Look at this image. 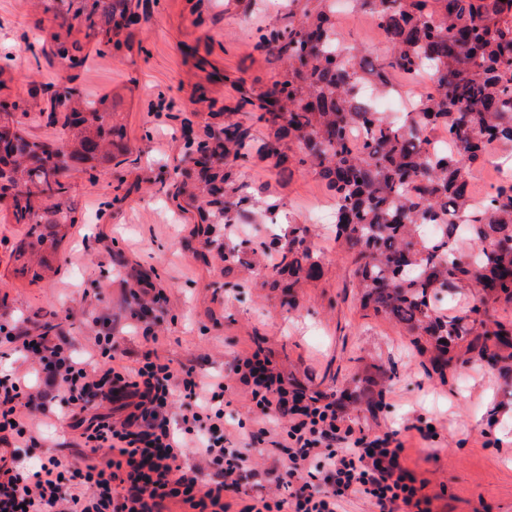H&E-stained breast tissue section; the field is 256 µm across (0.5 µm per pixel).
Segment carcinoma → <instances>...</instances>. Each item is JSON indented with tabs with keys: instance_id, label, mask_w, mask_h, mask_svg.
I'll list each match as a JSON object with an SVG mask.
<instances>
[{
	"instance_id": "obj_1",
	"label": "carcinoma",
	"mask_w": 512,
	"mask_h": 512,
	"mask_svg": "<svg viewBox=\"0 0 512 512\" xmlns=\"http://www.w3.org/2000/svg\"><path fill=\"white\" fill-rule=\"evenodd\" d=\"M327 0L302 9L287 26L262 33L255 49H274L285 60L283 78L258 92L242 91L238 109L250 110L267 130L258 142L238 122L218 123L196 153L213 159L197 175L186 173L182 192L194 204L197 234L211 238L217 224L229 227L251 212L255 196L242 194L237 162L252 153L275 159L281 174L311 171L336 199V241L353 257L363 288L361 303L397 321L420 342H434L430 358L442 375L461 342L481 360L504 361L488 342L512 347V324L486 329L491 312L512 307V180L493 187L482 206L471 199L469 173L485 162L487 149L512 154V0H354L381 19L386 50L364 70L337 53L336 24ZM73 19L100 34L114 49L131 48V0H68ZM54 55L74 67L77 44L58 41ZM425 71L432 90L418 94L400 124L374 109L360 93L370 83L379 93L393 76ZM108 97L86 99L71 86L50 99V117L62 113L68 155L78 165L109 167L127 152L125 128L104 110ZM10 149L0 154V198H11L16 223L28 225L20 272L33 280L57 272L58 247L76 223L64 201L68 169L50 142L30 138L10 112ZM442 127L455 153L429 149V130ZM291 138L298 151L288 154ZM308 227L290 224L272 234L262 254L273 255L272 272L291 289L321 274V259L308 245ZM224 271L254 264L240 243L220 244ZM466 291L471 304L458 314L441 312L445 292Z\"/></svg>"
}]
</instances>
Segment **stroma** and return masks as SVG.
Wrapping results in <instances>:
<instances>
[{
    "instance_id": "obj_1",
    "label": "stroma",
    "mask_w": 512,
    "mask_h": 512,
    "mask_svg": "<svg viewBox=\"0 0 512 512\" xmlns=\"http://www.w3.org/2000/svg\"><path fill=\"white\" fill-rule=\"evenodd\" d=\"M334 21L342 42L382 53L384 39L369 13L352 0H336ZM60 0L44 10L40 0H0V103L19 105L33 138L55 144L61 125L43 113L56 89L77 86L83 96H111L126 129L129 151L108 170L77 168L68 179L76 222L59 248L60 271L48 281L18 274L16 246L26 225L0 204V323L30 328L62 323L77 358L93 348L95 323L111 321L134 366L151 354L173 369L222 373L241 349L260 344L273 364L310 393L343 396L381 393L375 410L346 404L357 426L374 435L396 431L406 466L426 480L434 512H512V371L478 364L457 346L445 375L431 369L422 351L394 320L362 309L349 254L333 227L312 219L334 211L335 199L315 174L280 175L273 160L252 155L240 166L248 188L264 187L289 220L309 225L322 261L320 277L306 281L295 307L282 306L279 288H258L222 263L204 262L205 247L193 229L194 208L179 195L180 171L190 141L204 138L209 110L238 111V87L260 88L278 79L285 64L276 52L254 50L260 29L283 27L295 0H132L134 44L115 50L73 23ZM56 33L81 44L84 62L65 68L43 48ZM148 275L168 300L134 318L133 274ZM48 433L29 459L72 457L70 420L50 403L40 414ZM433 426L429 438L418 430ZM253 460L242 490L267 494L275 475L261 464L271 443L237 436Z\"/></svg>"
}]
</instances>
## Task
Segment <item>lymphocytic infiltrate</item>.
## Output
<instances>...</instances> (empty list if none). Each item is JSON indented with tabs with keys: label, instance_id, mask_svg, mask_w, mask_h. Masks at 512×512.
<instances>
[{
	"label": "lymphocytic infiltrate",
	"instance_id": "1",
	"mask_svg": "<svg viewBox=\"0 0 512 512\" xmlns=\"http://www.w3.org/2000/svg\"><path fill=\"white\" fill-rule=\"evenodd\" d=\"M47 372L45 387L0 375V512H345L362 499L371 512H432L404 464L397 433L373 435L343 413L335 397L307 394L263 348L239 352L227 373L203 375L145 357L129 367L117 357L111 327L97 330L88 360L73 356L61 324L37 335L0 324V347ZM237 385L258 412L256 436H274L277 494L243 498L249 459L234 448L224 423V394ZM181 402H174V394ZM77 430V454L21 467L17 444L40 446L34 411L50 395ZM193 454L196 466L180 460ZM213 469L217 479L204 480Z\"/></svg>",
	"mask_w": 512,
	"mask_h": 512
}]
</instances>
